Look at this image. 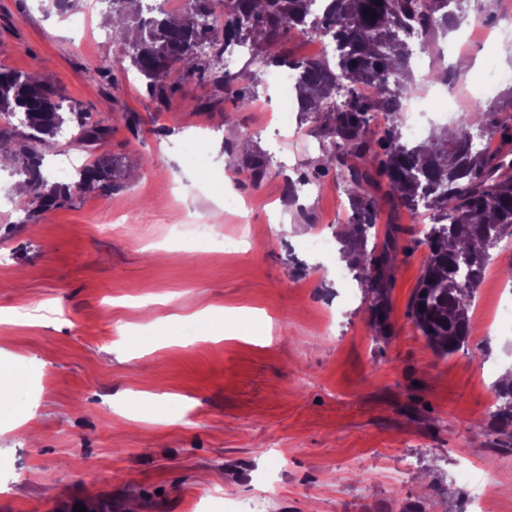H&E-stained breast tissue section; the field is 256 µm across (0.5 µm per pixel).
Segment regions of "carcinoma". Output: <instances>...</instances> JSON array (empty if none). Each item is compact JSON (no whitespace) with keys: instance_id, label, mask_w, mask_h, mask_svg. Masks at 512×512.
Segmentation results:
<instances>
[{"instance_id":"1","label":"carcinoma","mask_w":512,"mask_h":512,"mask_svg":"<svg viewBox=\"0 0 512 512\" xmlns=\"http://www.w3.org/2000/svg\"><path fill=\"white\" fill-rule=\"evenodd\" d=\"M139 6L130 8L131 2ZM105 12L121 16L127 33L119 36L123 56L145 82L147 91L165 102L174 87L170 78H197L220 95L248 105L258 86L255 71L234 75L224 70V52L234 46L254 50L264 45L262 63L293 71L299 112L317 122L326 144L318 163L298 182L336 172L347 186L353 233L340 239L341 254L355 279L371 294V325L386 334L396 260V224L388 226L382 248L374 237L378 201L372 189L386 179V194L398 208L428 215L417 243L427 247L423 273L408 317L433 351L446 357L469 338V310L483 281L490 249L512 238V98L495 111L463 113L457 133L433 135L407 144L399 114L410 91L414 45L427 49L438 31H451L464 17L465 0H330L323 20L314 18L316 0H188L178 21L142 0H109ZM224 5L216 15L215 3ZM318 32L336 43V57L325 62L290 59L277 51L289 32ZM371 78L379 94L363 96L357 84ZM389 125L373 128L378 113ZM0 152L12 155L10 177L30 187L25 217L61 207L86 190L116 189L114 162L96 155L111 126L91 113L63 105L56 89L33 73L0 68ZM67 130L71 150L86 163L76 182H51L42 172L47 153ZM477 131L498 140L478 151ZM242 169L259 181L267 174L262 157L243 159ZM496 403L488 429H512V377L494 384Z\"/></svg>"}]
</instances>
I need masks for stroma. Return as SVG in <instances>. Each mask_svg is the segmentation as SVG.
Masks as SVG:
<instances>
[{
  "instance_id": "1",
  "label": "stroma",
  "mask_w": 512,
  "mask_h": 512,
  "mask_svg": "<svg viewBox=\"0 0 512 512\" xmlns=\"http://www.w3.org/2000/svg\"><path fill=\"white\" fill-rule=\"evenodd\" d=\"M89 2L58 14L52 0H0V67L38 73L109 124L98 152L119 163L116 191L30 221L0 180V309L26 313L0 322L17 375L0 398V443L11 448L0 455V512H469L473 489L453 478L463 459L500 486L493 512H512V455L487 429L493 384L512 369V334L491 322L512 304V242L490 250L468 342L443 359L408 316L427 253L422 220L380 202L377 230L400 227L381 335L366 289L343 297L338 257L299 249L316 229L338 238L350 202L332 173L289 190L324 140L300 115L275 123L279 90L262 51L235 65L260 74L249 108L195 79L176 82L163 105L122 68ZM464 51L478 65L452 87L488 109L474 89L512 73V34ZM226 114L269 162L261 182L234 184L252 202L238 214L220 206ZM196 140L204 177L182 154ZM194 216L218 236L251 227L253 240L242 254L198 252L180 236ZM154 301L175 320L143 321ZM205 309L223 310V339L179 337ZM22 419L36 440L12 432Z\"/></svg>"
}]
</instances>
